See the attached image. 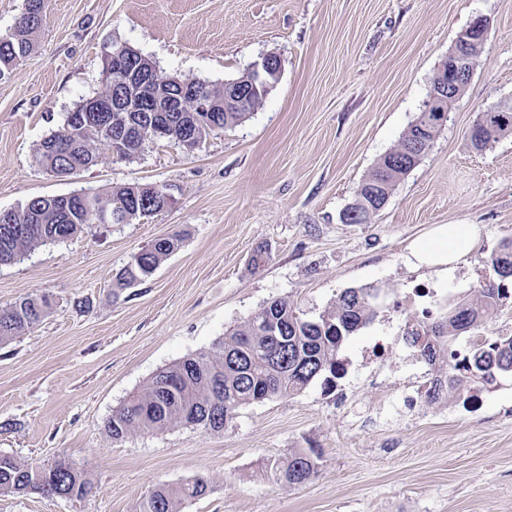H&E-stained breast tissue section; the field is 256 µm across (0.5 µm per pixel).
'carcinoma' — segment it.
Returning <instances> with one entry per match:
<instances>
[{"instance_id": "1", "label": "carcinoma", "mask_w": 512, "mask_h": 512, "mask_svg": "<svg viewBox=\"0 0 512 512\" xmlns=\"http://www.w3.org/2000/svg\"><path fill=\"white\" fill-rule=\"evenodd\" d=\"M41 22L21 26L9 43H0V79L33 50V36ZM264 101L251 94L244 111L218 113L222 127L247 119ZM133 125L140 128L136 138L149 133L155 124L168 128L171 139L192 151L199 142L180 139L181 125L188 121L186 112H154L150 103H141L140 111L129 113ZM431 103H424L405 131L396 150L386 153L372 172L358 185L354 199L362 200L359 214L352 219L362 224L378 212L395 186L420 162L431 148L441 128L435 123ZM476 124L484 125L479 135L468 134L472 147L481 151L503 137L502 127L512 129V106L505 112H480ZM109 134L80 154L68 153L70 135L67 128L46 136L35 150L38 165L61 177L87 170L98 163L99 148L106 145ZM164 191L151 186L141 191L148 206L135 213L140 220L159 213L157 201ZM132 190L113 187L102 193L87 194L88 200H70L64 211L41 201H28L15 211L14 223L0 224V265L16 262L17 257L47 243H60L74 236L86 224L95 223L96 203L106 199L115 213L126 211ZM177 235L149 243L131 256L132 266L118 274L120 286L128 279L146 281L164 258L179 246ZM485 263L497 280L480 285L476 304L457 302L437 317L425 321L411 319L405 326V340L426 362L433 364L441 353H448V371L434 378L425 395L433 401L448 391L478 390L496 375L512 372V336H495L476 340L467 354L457 358L450 345L470 331L508 298L505 283L512 282V239L501 242ZM381 289L369 285L343 291L333 311L315 321L301 318L285 299L268 302L254 315L225 332L224 338L208 354L187 357L160 370L146 388L113 411L105 428L118 441L139 431L150 433L164 427L199 418V427L220 431L233 419L237 410L255 402L258 394L277 398L298 393L313 381L323 388H336V380L346 374L339 353L346 339L372 322L380 306ZM48 302L43 298L22 297L0 309V343H6L36 325L44 316ZM317 453L301 449L288 458L267 464L269 476L290 485L308 483L316 473ZM39 476V468L25 465L13 456L0 460V493H41L57 497H83L90 491L84 473L68 461H58ZM208 490L207 482L197 478L177 486L154 489L140 503L139 512H176L177 505L198 498Z\"/></svg>"}]
</instances>
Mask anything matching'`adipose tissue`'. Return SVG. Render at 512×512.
I'll use <instances>...</instances> for the list:
<instances>
[{
	"label": "adipose tissue",
	"mask_w": 512,
	"mask_h": 512,
	"mask_svg": "<svg viewBox=\"0 0 512 512\" xmlns=\"http://www.w3.org/2000/svg\"><path fill=\"white\" fill-rule=\"evenodd\" d=\"M478 235L474 224H441L413 244L411 256L416 266L445 268L467 254Z\"/></svg>",
	"instance_id": "ef3b65f1"
}]
</instances>
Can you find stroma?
Segmentation results:
<instances>
[{
  "label": "stroma",
  "instance_id": "obj_1",
  "mask_svg": "<svg viewBox=\"0 0 512 512\" xmlns=\"http://www.w3.org/2000/svg\"><path fill=\"white\" fill-rule=\"evenodd\" d=\"M490 34L466 92L419 164L365 224L340 219L358 185L420 112L439 65L476 17ZM126 43L160 71L220 85L276 54L280 79L245 121L194 150L147 144L67 177L35 164L37 144L103 89L102 50ZM512 103V0H46L34 49L0 80V210L39 196L150 184L167 210L88 224L0 266V307L47 297L41 321L0 345V454L48 467L68 460L82 498L0 494V512H138L161 485L204 477L181 512H512V373L431 401L437 374L404 340L421 315L415 287L475 301L484 260L512 238V136L474 151L486 106ZM438 224H475L468 254L442 273L410 246ZM181 233L154 276L124 289L132 254ZM269 259L250 265L257 248ZM384 293L373 322L340 352L333 393L320 382L239 408L223 430L177 425L112 440L113 411L160 369L206 354L267 302L302 318L346 289ZM383 338L370 364L364 347ZM300 448L317 473L295 486L266 465Z\"/></svg>",
  "mask_w": 512,
  "mask_h": 512
}]
</instances>
